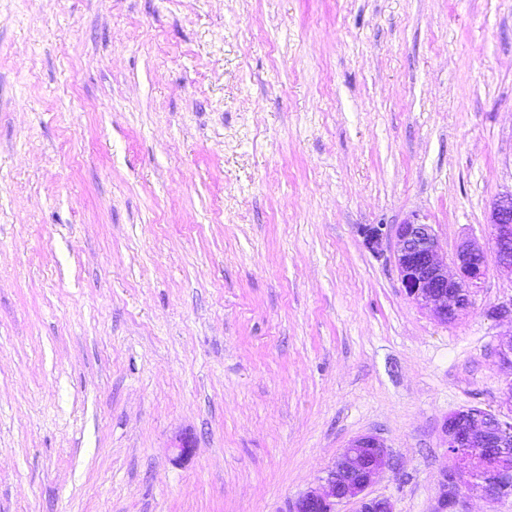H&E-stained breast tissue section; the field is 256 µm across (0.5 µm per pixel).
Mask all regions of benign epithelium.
Returning a JSON list of instances; mask_svg holds the SVG:
<instances>
[{
  "instance_id": "benign-epithelium-1",
  "label": "benign epithelium",
  "mask_w": 512,
  "mask_h": 512,
  "mask_svg": "<svg viewBox=\"0 0 512 512\" xmlns=\"http://www.w3.org/2000/svg\"><path fill=\"white\" fill-rule=\"evenodd\" d=\"M489 241L498 269L512 276V191L492 205ZM394 255L406 295L444 323H452L472 306L473 289L484 281L488 265L486 248L468 241L458 249L456 275L448 276L439 259V242L433 225L408 218L394 225ZM507 412L467 407L449 414L443 425L444 443L460 469L443 472L432 512H465L469 495L465 483L491 499L512 495V381L503 394ZM391 467L383 440L373 434L353 438L328 469L321 484L300 494L289 512H338L352 503L355 512H395L387 498L372 497L369 487Z\"/></svg>"
}]
</instances>
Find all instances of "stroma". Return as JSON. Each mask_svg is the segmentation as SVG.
Returning <instances> with one entry per match:
<instances>
[{"mask_svg": "<svg viewBox=\"0 0 512 512\" xmlns=\"http://www.w3.org/2000/svg\"><path fill=\"white\" fill-rule=\"evenodd\" d=\"M510 191L512 0H0V512H286L361 434L431 512L512 276L446 324L363 230Z\"/></svg>", "mask_w": 512, "mask_h": 512, "instance_id": "obj_1", "label": "stroma"}]
</instances>
